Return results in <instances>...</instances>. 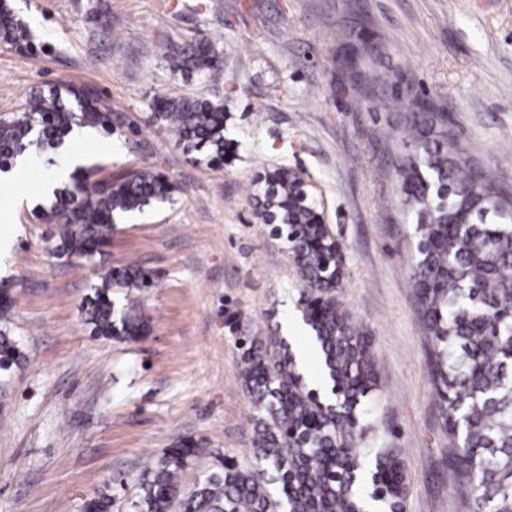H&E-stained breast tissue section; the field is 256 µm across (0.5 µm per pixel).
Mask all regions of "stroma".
Instances as JSON below:
<instances>
[{
    "label": "stroma",
    "instance_id": "35a3bbf8",
    "mask_svg": "<svg viewBox=\"0 0 512 512\" xmlns=\"http://www.w3.org/2000/svg\"><path fill=\"white\" fill-rule=\"evenodd\" d=\"M30 32L26 51L0 43V117L32 90L91 88L120 129L91 131L55 166L31 162L22 187L0 191L13 235L0 281L14 288L24 353L0 387V512H81L110 489L133 512L146 462L175 443L252 462V406L242 342L301 318L303 285L282 241L248 199L258 172L301 171L341 246L340 299L373 342L379 388L361 451L397 449L404 512H467L431 384L428 344L410 286V229L399 212L381 135L393 113L371 107L367 77L406 75L444 101L452 133L512 190V0H7ZM208 36L219 83L173 72L171 46ZM223 100L231 147L220 165L186 155L151 123L157 98ZM104 180L147 167L173 190L122 219L102 260L58 259L54 225L38 217L42 183L71 153ZM133 261L149 291H116L146 336H91L81 306L101 267Z\"/></svg>",
    "mask_w": 512,
    "mask_h": 512
}]
</instances>
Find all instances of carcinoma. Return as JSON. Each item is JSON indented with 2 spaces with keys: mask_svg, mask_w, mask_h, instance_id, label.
Here are the masks:
<instances>
[{
  "mask_svg": "<svg viewBox=\"0 0 512 512\" xmlns=\"http://www.w3.org/2000/svg\"><path fill=\"white\" fill-rule=\"evenodd\" d=\"M24 24L0 0V40L19 45ZM170 68L182 75L220 79L221 61L206 36L175 46ZM373 105L402 113L385 134L399 203L413 225L416 258L410 281L429 344L431 384L439 404L448 452L461 474L468 512H512V194L480 169L448 126V107L398 81ZM31 92L22 111L0 119V169L32 152L52 154L74 128L112 131L111 112L91 92ZM153 120L171 129L184 152L202 150L224 162V101L207 96L157 101ZM76 170L72 184L55 191L40 219L55 225L56 255L91 258L103 252L116 221L168 200L165 177L143 167L87 184ZM255 211L287 245L304 284L302 318L319 351L334 400L307 388L287 345L276 336H251L241 356L251 401L253 458L241 465L228 454L208 472L188 475L200 453L187 441L144 467L134 512H364L362 484L386 512H403L405 466L394 448H377L371 465L358 452L368 403L378 387L372 337L353 322L339 300L344 255L317 206L303 197L287 166L264 172ZM82 323L99 338L133 339L146 324L116 307L112 290L141 291L151 275L127 263L102 268ZM14 298L0 288V384L24 353L12 330ZM82 512H112L103 491Z\"/></svg>",
  "mask_w": 512,
  "mask_h": 512,
  "instance_id": "carcinoma-1",
  "label": "carcinoma"
}]
</instances>
